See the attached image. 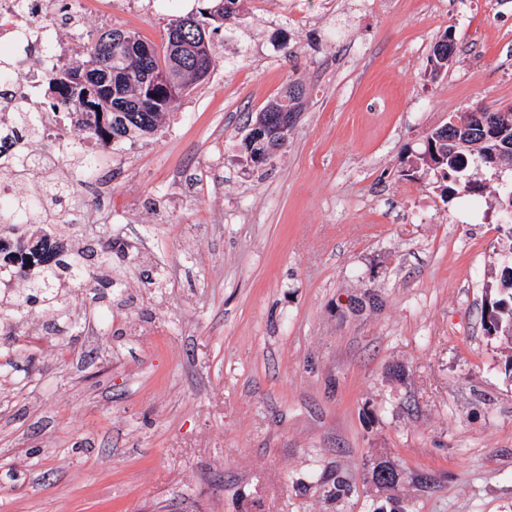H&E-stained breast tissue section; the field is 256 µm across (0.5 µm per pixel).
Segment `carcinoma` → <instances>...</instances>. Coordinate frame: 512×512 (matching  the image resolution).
<instances>
[{
    "label": "carcinoma",
    "instance_id": "carcinoma-1",
    "mask_svg": "<svg viewBox=\"0 0 512 512\" xmlns=\"http://www.w3.org/2000/svg\"><path fill=\"white\" fill-rule=\"evenodd\" d=\"M186 25L183 37L194 48L186 49L180 55L169 51L171 28ZM224 32L223 41L236 40L237 32L232 24L218 23L213 15L196 12L180 15L167 24L163 37V48L135 34L142 46L150 49L148 61L141 60L139 53L116 38L121 28H110L86 47L82 59L53 67L47 77L44 96L52 110H61L85 133L86 137L106 146L110 143H134L156 133L162 116L193 85L207 79L196 68V56L207 60V71H214L218 64L213 36ZM148 102L147 109L138 113V120L131 118L130 109L140 101ZM109 109L97 111L101 102ZM294 107L293 99L282 94L266 103L255 116L247 121L241 138V157L245 165L254 168L267 163L256 161V156L268 151L267 143L249 137L250 124L268 117L276 109ZM509 118L501 121L495 139L475 146V150L464 153L459 150V141L471 136V131L480 129V122L469 114L467 125L456 127L453 119L435 129L427 138L423 151L415 155L411 167L414 171L431 172L439 178L438 189L442 196H448V185L444 180L452 177L464 181V188L477 190L471 179L470 169L475 160L487 162L488 153L499 148L512 154V109ZM12 138L20 143L14 164L23 174L39 162L44 155L37 150L43 138L42 117L30 110L25 98L16 100L14 111L0 117V139ZM56 158L67 161L77 157L75 166L81 174L91 173L86 156L80 154L74 144L58 142L54 150ZM74 183L71 180H47L37 185L27 196H16L0 200V234L26 228L36 222L47 225L49 231L67 228L61 222L64 204L69 200ZM86 249L65 251L53 249L51 262L27 283L25 301L38 303L51 313L66 312V299L62 294L64 285L94 280L85 265ZM509 272H500L495 285L487 289L489 296L488 326L485 331L512 344V264ZM22 302L15 298L0 299V326L9 325L16 318Z\"/></svg>",
    "mask_w": 512,
    "mask_h": 512
}]
</instances>
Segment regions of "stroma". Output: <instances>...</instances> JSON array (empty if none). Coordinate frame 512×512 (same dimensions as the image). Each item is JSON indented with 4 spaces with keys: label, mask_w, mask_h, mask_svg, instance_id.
Segmentation results:
<instances>
[{
    "label": "stroma",
    "mask_w": 512,
    "mask_h": 512,
    "mask_svg": "<svg viewBox=\"0 0 512 512\" xmlns=\"http://www.w3.org/2000/svg\"><path fill=\"white\" fill-rule=\"evenodd\" d=\"M326 3L239 0L247 55L216 44L235 64L148 139L62 119L103 175L76 183L60 241L111 235L116 286L0 330V512H512V351L482 326L512 171L446 198L403 174L450 117L512 106V0ZM198 7L112 0L83 39L158 45ZM295 80L286 146L245 167L246 114Z\"/></svg>",
    "instance_id": "35a3bbf8"
}]
</instances>
